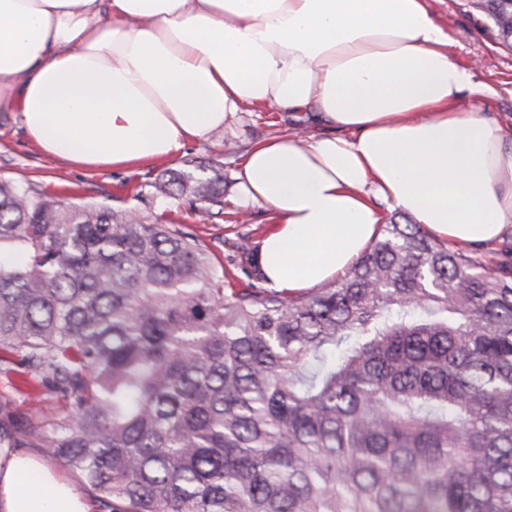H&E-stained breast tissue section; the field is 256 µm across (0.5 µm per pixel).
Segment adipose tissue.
I'll list each match as a JSON object with an SVG mask.
<instances>
[{
	"instance_id": "adipose-tissue-1",
	"label": "adipose tissue",
	"mask_w": 512,
	"mask_h": 512,
	"mask_svg": "<svg viewBox=\"0 0 512 512\" xmlns=\"http://www.w3.org/2000/svg\"><path fill=\"white\" fill-rule=\"evenodd\" d=\"M426 0H0V109L50 157L120 169L172 157L243 107L315 112L335 131L253 144L244 204L273 215L258 263L299 293L337 279L379 233L374 198L435 237L512 234V134ZM0 512H90L61 472L0 464Z\"/></svg>"
}]
</instances>
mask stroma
Returning <instances> with one entry per match:
<instances>
[{"label": "stroma", "instance_id": "35a3bbf8", "mask_svg": "<svg viewBox=\"0 0 512 512\" xmlns=\"http://www.w3.org/2000/svg\"><path fill=\"white\" fill-rule=\"evenodd\" d=\"M472 0H427L430 13L449 34L451 58L471 69L486 95L476 105L483 114L512 131V47L499 39L491 16L474 9ZM330 124L309 112L299 117L267 110L240 112L224 130L190 141L173 157L125 169L82 170L45 156L31 141L20 112H0V176L31 180L38 189L86 202L102 203L117 210L133 209L162 222L185 226L204 241L214 261L224 264V286L243 287L247 279L232 265L236 246L248 239L252 250L272 227L264 207H243L237 192V173L245 151L255 141L281 135L303 139L332 133ZM220 162L224 165V217L216 220L189 204L154 195L146 187L147 174L168 168Z\"/></svg>", "mask_w": 512, "mask_h": 512}]
</instances>
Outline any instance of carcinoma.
<instances>
[{
	"instance_id": "obj_1",
	"label": "carcinoma",
	"mask_w": 512,
	"mask_h": 512,
	"mask_svg": "<svg viewBox=\"0 0 512 512\" xmlns=\"http://www.w3.org/2000/svg\"><path fill=\"white\" fill-rule=\"evenodd\" d=\"M512 39V0H478ZM224 208L217 163L147 183ZM227 292L183 226L0 177V449L112 512H512V262L385 224L339 279Z\"/></svg>"
}]
</instances>
